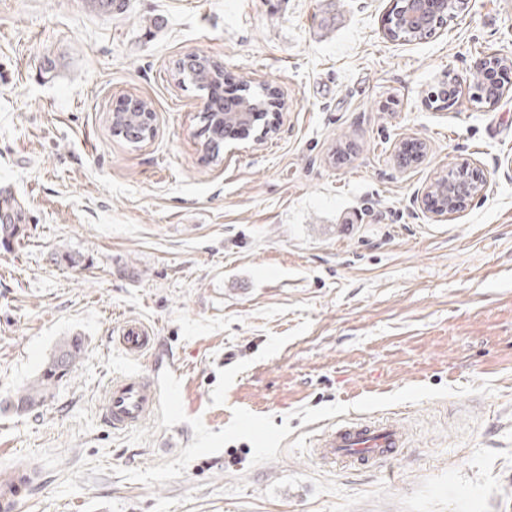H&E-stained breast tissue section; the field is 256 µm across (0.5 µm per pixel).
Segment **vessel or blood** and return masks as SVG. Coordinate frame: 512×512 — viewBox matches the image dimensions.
Here are the masks:
<instances>
[{
  "label": "vessel or blood",
  "mask_w": 512,
  "mask_h": 512,
  "mask_svg": "<svg viewBox=\"0 0 512 512\" xmlns=\"http://www.w3.org/2000/svg\"><path fill=\"white\" fill-rule=\"evenodd\" d=\"M118 342L127 356L137 357L150 349L154 338L138 321L123 325ZM162 384L157 378L128 374L112 378L104 399L103 415L113 429L128 430L156 415L160 408ZM410 437L394 417L350 418L325 427L311 448L327 467L339 464L377 466L408 447ZM27 494L22 483L0 487V512H16Z\"/></svg>",
  "instance_id": "vessel-or-blood-1"
}]
</instances>
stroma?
Wrapping results in <instances>:
<instances>
[{
  "mask_svg": "<svg viewBox=\"0 0 512 512\" xmlns=\"http://www.w3.org/2000/svg\"><path fill=\"white\" fill-rule=\"evenodd\" d=\"M393 0H0V396L61 339L84 354L38 411L0 412V470L37 464L19 512H512V0H464L424 40L384 32ZM330 18L332 34L320 28ZM226 81L276 87L264 141L200 137ZM153 139L113 137L122 98ZM427 155L403 164L402 146ZM460 164L484 190L445 219L422 200ZM67 251L79 261H55ZM154 333L131 359L118 329ZM180 373L178 406L116 431L112 377ZM398 415L411 442L327 468L309 441ZM214 67H218V65L214 62H210L209 59L201 58V63L199 65L189 67L185 65H181V62L178 63V75L182 77L183 81H189L194 86L198 87L201 90H208L215 88V83L222 72L221 70H216L218 74L214 71Z\"/></svg>",
  "mask_w": 512,
  "mask_h": 512,
  "instance_id": "35a3bbf8",
  "label": "stroma"
}]
</instances>
